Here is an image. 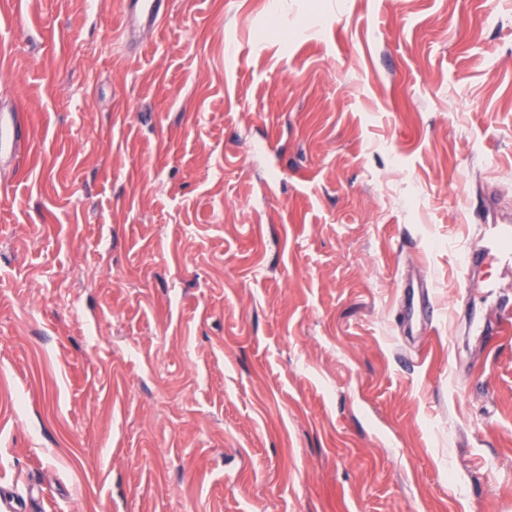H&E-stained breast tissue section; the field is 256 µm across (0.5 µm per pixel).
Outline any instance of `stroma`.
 I'll list each match as a JSON object with an SVG mask.
<instances>
[{
	"label": "stroma",
	"mask_w": 512,
	"mask_h": 512,
	"mask_svg": "<svg viewBox=\"0 0 512 512\" xmlns=\"http://www.w3.org/2000/svg\"><path fill=\"white\" fill-rule=\"evenodd\" d=\"M32 0L0 28L15 512H512V0ZM443 313L409 318L402 279ZM123 23L119 37H127L133 26L156 29L166 18V0H123ZM34 133L28 116L17 109L0 108V161L8 155L28 156ZM474 224H483L484 233L473 239L464 253V266L475 268L490 260H498L509 266L512 261L511 248L504 245L512 238L510 222L500 220L490 209L481 214L473 212Z\"/></svg>",
	"instance_id": "stroma-1"
}]
</instances>
